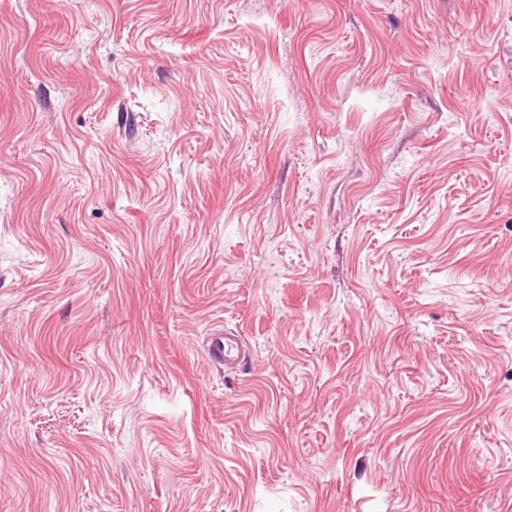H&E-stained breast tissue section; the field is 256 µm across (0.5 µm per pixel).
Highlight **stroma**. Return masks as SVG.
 <instances>
[{
	"label": "stroma",
	"mask_w": 512,
	"mask_h": 512,
	"mask_svg": "<svg viewBox=\"0 0 512 512\" xmlns=\"http://www.w3.org/2000/svg\"><path fill=\"white\" fill-rule=\"evenodd\" d=\"M0 512H512V0H0ZM208 360L224 370H236L249 356L248 343L235 333L216 331L207 336L204 347Z\"/></svg>",
	"instance_id": "obj_1"
}]
</instances>
